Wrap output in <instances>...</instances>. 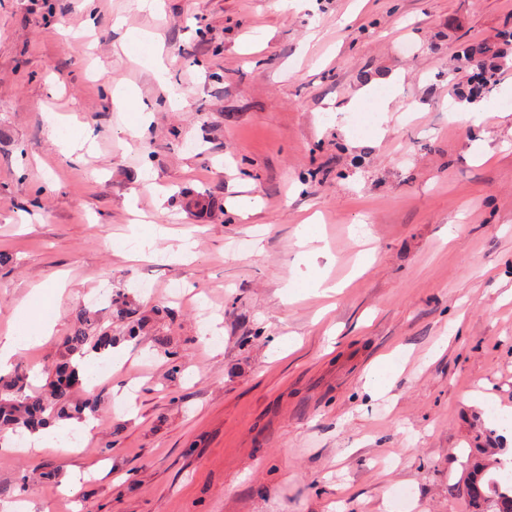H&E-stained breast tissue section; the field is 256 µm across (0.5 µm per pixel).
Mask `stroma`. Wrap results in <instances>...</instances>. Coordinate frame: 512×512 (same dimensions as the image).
Instances as JSON below:
<instances>
[{"label":"stroma","mask_w":512,"mask_h":512,"mask_svg":"<svg viewBox=\"0 0 512 512\" xmlns=\"http://www.w3.org/2000/svg\"><path fill=\"white\" fill-rule=\"evenodd\" d=\"M510 22L512 0H0V336L43 285L33 387L82 308L126 357L101 377L86 350L74 397L102 405L74 447H0V512H473L467 456L512 458V52L495 117L456 119L453 90Z\"/></svg>","instance_id":"stroma-1"}]
</instances>
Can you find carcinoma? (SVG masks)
<instances>
[{"instance_id": "1", "label": "carcinoma", "mask_w": 512, "mask_h": 512, "mask_svg": "<svg viewBox=\"0 0 512 512\" xmlns=\"http://www.w3.org/2000/svg\"><path fill=\"white\" fill-rule=\"evenodd\" d=\"M512 43V26L505 27L497 41H481L469 46L463 61L483 73V78L470 83L460 93L466 102L483 99L500 81L505 46ZM96 323L87 310L76 317V325L65 336L67 354L82 352L86 344L103 353L112 348V336L105 332L94 334ZM81 384L77 367L69 359L61 360L54 369L53 379L45 389L30 385L28 376L16 373L8 380H0V425L13 428L35 429L46 424L47 418H68L81 415L85 410H95L101 400L94 393L82 402L73 399L75 387ZM471 467L470 477L463 493L476 505V512H512V485L504 486L497 480L484 481L485 469L467 457Z\"/></svg>"}]
</instances>
